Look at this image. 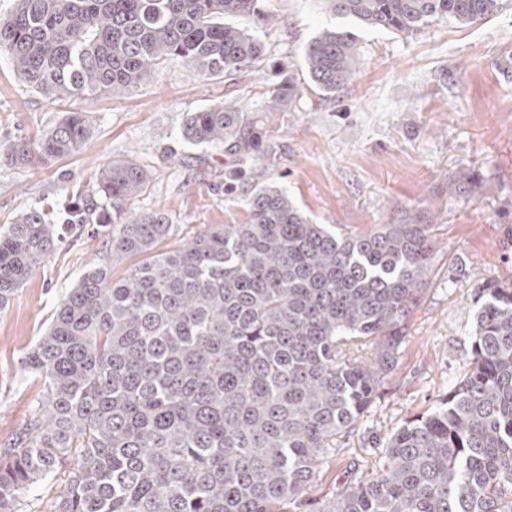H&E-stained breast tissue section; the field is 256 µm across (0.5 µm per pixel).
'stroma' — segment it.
Returning a JSON list of instances; mask_svg holds the SVG:
<instances>
[{
    "label": "stroma",
    "mask_w": 512,
    "mask_h": 512,
    "mask_svg": "<svg viewBox=\"0 0 512 512\" xmlns=\"http://www.w3.org/2000/svg\"><path fill=\"white\" fill-rule=\"evenodd\" d=\"M261 4L271 19L262 35L270 66L206 81L172 61L134 90L73 101L69 108L92 121L78 154L21 166L0 153V229L33 208L60 221L66 189L94 184L101 168L124 159L152 175L133 208L168 214L167 247L213 224L242 223V191L224 192L229 157L182 137L188 113L224 101L258 119L273 159L268 183L312 223L348 233L424 217L433 226L426 291L409 313L397 365L375 404L324 469L325 493L344 485L351 464L370 467L384 436L432 409L454 385L471 357L480 288L512 278V0L492 18L442 21L410 38L362 29L360 64L332 101L321 99L303 59L305 44L337 23L326 0ZM279 62L300 91L271 111ZM64 108L22 83L0 54V150L49 131ZM463 167L478 172V188L449 194ZM103 241L90 227L73 230L0 309V448L28 425L40 394L21 362L62 296L98 261Z\"/></svg>",
    "instance_id": "obj_1"
}]
</instances>
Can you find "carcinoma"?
<instances>
[{
    "mask_svg": "<svg viewBox=\"0 0 512 512\" xmlns=\"http://www.w3.org/2000/svg\"><path fill=\"white\" fill-rule=\"evenodd\" d=\"M261 0H16L0 53L20 80L65 102L129 91L181 60L205 80L260 67ZM344 20L304 47L325 100L359 65L363 27L406 38L436 22L496 16L502 0H327ZM274 110L298 85L281 69ZM83 112L4 148L20 165L77 153ZM182 136L224 149L239 175L270 152L232 103L188 114ZM242 224H214L166 251L169 216L137 214L151 176L115 160L71 193L63 224L31 209L0 231V308L73 224L105 248L22 360L41 382L35 414L0 449V512L65 476L57 512H512V281L484 289L467 371L432 410L384 438L370 473L311 496L395 365L423 291L432 225L417 216L333 233L256 180ZM463 168L450 193L471 192ZM113 223L117 229L110 228ZM131 261L125 274L113 266Z\"/></svg>",
    "mask_w": 512,
    "mask_h": 512,
    "instance_id": "obj_1",
    "label": "carcinoma"
}]
</instances>
